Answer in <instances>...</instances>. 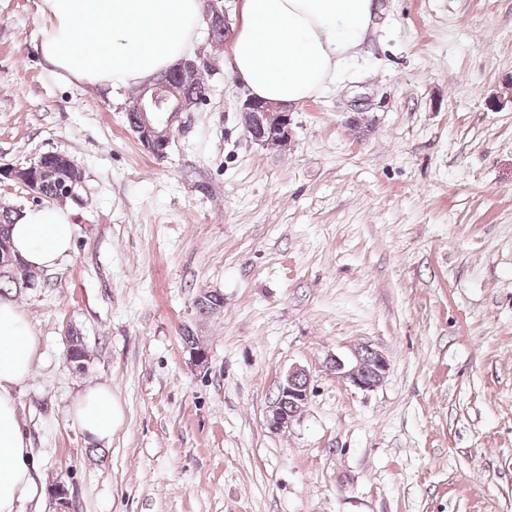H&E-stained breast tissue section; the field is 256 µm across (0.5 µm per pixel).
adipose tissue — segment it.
Listing matches in <instances>:
<instances>
[{"instance_id": "obj_1", "label": "adipose tissue", "mask_w": 512, "mask_h": 512, "mask_svg": "<svg viewBox=\"0 0 512 512\" xmlns=\"http://www.w3.org/2000/svg\"><path fill=\"white\" fill-rule=\"evenodd\" d=\"M47 21L37 51L64 83L141 85L184 58L202 18L201 0H41ZM375 0H238L225 56L250 97L283 107L319 96L369 31ZM70 209L24 211L13 246L36 270H51L74 247ZM38 357L33 326L13 301L0 300V512H18L37 493V466L18 409L17 387ZM71 415L94 440H111L119 410L112 389L88 387Z\"/></svg>"}]
</instances>
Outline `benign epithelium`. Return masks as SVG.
Instances as JSON below:
<instances>
[{"mask_svg":"<svg viewBox=\"0 0 512 512\" xmlns=\"http://www.w3.org/2000/svg\"><path fill=\"white\" fill-rule=\"evenodd\" d=\"M206 19L209 29L229 28L230 16L222 0H208ZM203 62L201 57H188L176 63V69L184 80H196ZM195 103L174 99L162 83L150 81L139 98L129 106L138 114L135 132L143 148L156 157H162L172 143L174 131L182 128V114L191 111ZM245 128L251 139L267 150L282 151L290 142V112L266 102L247 98L242 106ZM54 165L26 168H1L0 182L13 180L27 187L32 194L41 196L42 179L58 169L67 166V157L60 153L51 154ZM330 371L344 384L362 391H372L383 381L390 369L388 359L381 353L361 347L354 351V362L346 363L339 358H330ZM312 394V382L303 369L288 372L278 387V393L271 402L266 423L273 432H281L292 426Z\"/></svg>","mask_w":512,"mask_h":512,"instance_id":"obj_1","label":"benign epithelium"}]
</instances>
